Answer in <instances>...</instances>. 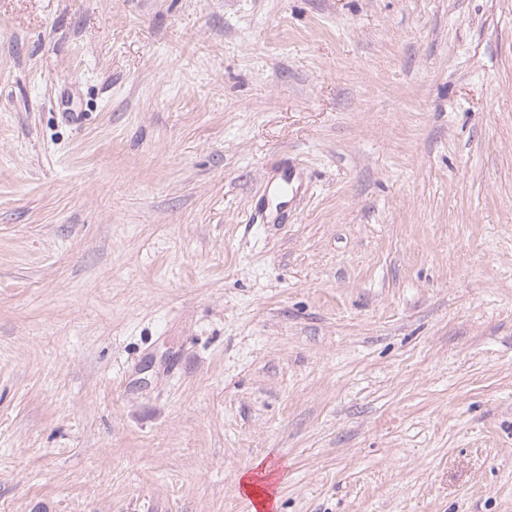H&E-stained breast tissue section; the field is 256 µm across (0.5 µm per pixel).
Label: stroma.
<instances>
[{
  "instance_id": "35a3bbf8",
  "label": "stroma",
  "mask_w": 512,
  "mask_h": 512,
  "mask_svg": "<svg viewBox=\"0 0 512 512\" xmlns=\"http://www.w3.org/2000/svg\"><path fill=\"white\" fill-rule=\"evenodd\" d=\"M278 464L512 512V0H0V512ZM302 172L295 165L289 164L284 168L277 178V181L270 185L267 190V204H273L278 199L288 197V201L294 198L300 191L302 185Z\"/></svg>"
}]
</instances>
